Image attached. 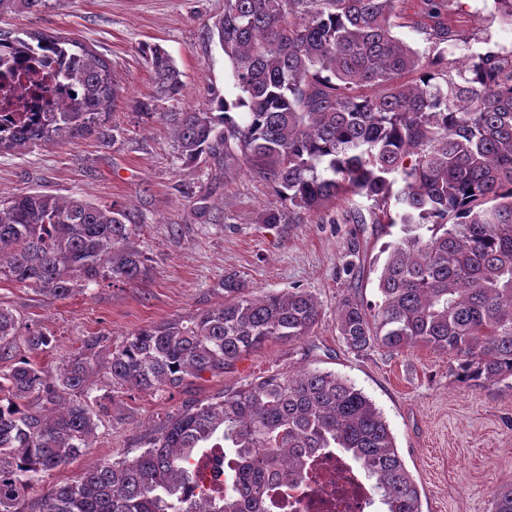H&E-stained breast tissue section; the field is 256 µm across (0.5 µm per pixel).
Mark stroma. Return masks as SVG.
<instances>
[{
    "label": "stroma",
    "instance_id": "35a3bbf8",
    "mask_svg": "<svg viewBox=\"0 0 512 512\" xmlns=\"http://www.w3.org/2000/svg\"><path fill=\"white\" fill-rule=\"evenodd\" d=\"M463 8L476 15L461 26L473 48L512 49V25L484 0H463ZM223 11L224 0H57L38 16L0 17L1 30L58 34L106 60L119 89L110 121L120 129L113 143L92 134L0 152V199L44 191L122 206L138 226L129 244L145 256L139 282L104 281L62 300L0 279V305L21 327L52 334L51 346L33 356L51 369L87 337H103L109 352L139 328L221 303L219 284L230 273L257 292H312L322 304L321 320L303 340L265 343L224 371L188 379L169 393L117 392L99 375L90 397L106 412L92 448L33 478L20 512H42L53 487L75 480L90 462L138 455L166 416L253 378L300 369L349 379L383 412L421 490L423 512H492L494 493L512 486V387L468 386L454 356L424 345L355 353L336 329L343 299H378L372 262L390 237L381 225L350 219L352 208H367V200L337 202L325 222L308 215L298 224L257 223L276 204L269 187L235 165L216 180L204 164H186L169 126L138 111L137 102L152 92L142 54L148 44L163 46L182 73L183 95L163 103V111L198 104L212 88L232 96L228 64L206 31Z\"/></svg>",
    "mask_w": 512,
    "mask_h": 512
}]
</instances>
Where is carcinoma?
Listing matches in <instances>:
<instances>
[{
  "label": "carcinoma",
  "mask_w": 512,
  "mask_h": 512,
  "mask_svg": "<svg viewBox=\"0 0 512 512\" xmlns=\"http://www.w3.org/2000/svg\"><path fill=\"white\" fill-rule=\"evenodd\" d=\"M461 0H428L422 52L396 32L405 0H224L207 31L230 64L236 95L212 89L179 112L161 103L184 83L160 45L143 57L153 93L137 103L171 129L188 164L215 175L238 163L279 202L259 224H296L338 200L371 201L356 223L399 225L386 243L374 306L346 298L336 325L352 352L423 344L455 356L480 387L512 379V50L470 52L448 19ZM50 0H0V16L38 14ZM65 50L81 76L80 111L62 106L36 120L0 125V150L95 134L119 97L109 64L84 44L42 32L0 33V53ZM398 209H388L390 199ZM126 210L80 197L25 192L0 200V279L53 299L104 279L135 283L144 257L128 245ZM224 301L186 319L142 328L99 360L102 338L54 371L20 359L0 371V512H18L29 481L92 447L99 415L89 391L100 370L117 389L170 392L221 371L271 341L313 334L322 305L307 290L253 294L236 274ZM21 339L32 352L52 335L21 330L0 306V358ZM203 448H222L232 469L224 494L189 497ZM336 448L367 479L379 512H422L421 492L382 411L331 371L272 373L169 415L133 458L101 461L52 490L43 512H262L277 489L303 480L312 457ZM492 512H512V487Z\"/></svg>",
  "instance_id": "obj_1"
}]
</instances>
